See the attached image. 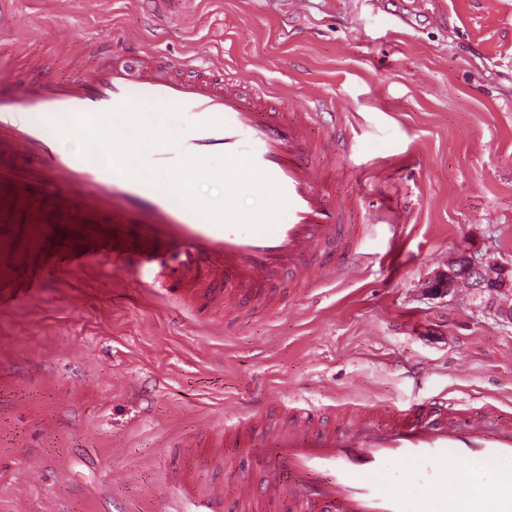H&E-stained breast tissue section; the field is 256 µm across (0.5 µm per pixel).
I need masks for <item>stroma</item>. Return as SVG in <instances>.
Instances as JSON below:
<instances>
[{
	"mask_svg": "<svg viewBox=\"0 0 512 512\" xmlns=\"http://www.w3.org/2000/svg\"><path fill=\"white\" fill-rule=\"evenodd\" d=\"M20 43L0 89L76 78L97 48L220 60L231 78L322 99L318 168L348 146L332 195L358 261L350 277L232 318L96 261L63 288L0 307V512H173L179 463L228 512L264 469L245 446L204 451L278 401L406 411L439 394L512 413V324L465 290L429 294L460 246L512 264V0H9ZM41 59L39 73L22 61ZM182 448L172 449L174 440ZM39 472L23 481L29 458Z\"/></svg>",
	"mask_w": 512,
	"mask_h": 512,
	"instance_id": "stroma-1",
	"label": "stroma"
}]
</instances>
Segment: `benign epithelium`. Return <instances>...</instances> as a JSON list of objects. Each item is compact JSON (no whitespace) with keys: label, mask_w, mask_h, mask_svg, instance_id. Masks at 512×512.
Listing matches in <instances>:
<instances>
[{"label":"benign epithelium","mask_w":512,"mask_h":512,"mask_svg":"<svg viewBox=\"0 0 512 512\" xmlns=\"http://www.w3.org/2000/svg\"><path fill=\"white\" fill-rule=\"evenodd\" d=\"M428 288L446 294L464 288L491 304L501 296H512V264H503L471 248L457 251L448 269L438 272Z\"/></svg>","instance_id":"obj_1"}]
</instances>
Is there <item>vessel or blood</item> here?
I'll return each mask as SVG.
<instances>
[{"instance_id":"b4317fda","label":"vessel or blood","mask_w":512,"mask_h":512,"mask_svg":"<svg viewBox=\"0 0 512 512\" xmlns=\"http://www.w3.org/2000/svg\"><path fill=\"white\" fill-rule=\"evenodd\" d=\"M181 105L192 128L178 145L149 153L157 166L181 155L236 154L253 158L283 188L288 219L267 232L215 225L162 188L58 151L47 119L68 120L126 102ZM325 104L270 102L265 89L247 92L227 79L219 61L188 58L174 67L123 45L97 65L48 91L0 94V223L27 210L26 246L0 235V301L74 275L93 256L183 298L232 314L275 300L284 281L314 284L344 278L350 266L337 249L347 232V205L332 200L328 177L315 165L320 149L312 128ZM217 117L223 124L207 127ZM267 412L224 424V446L245 444L265 470L246 484L250 499L288 498L294 512H512V469L495 472L477 493L451 481L449 463L479 468L512 461V415L475 413L446 397L377 416L373 407L355 426L322 427L298 421L269 425ZM396 466L414 477L412 489H383Z\"/></svg>"}]
</instances>
